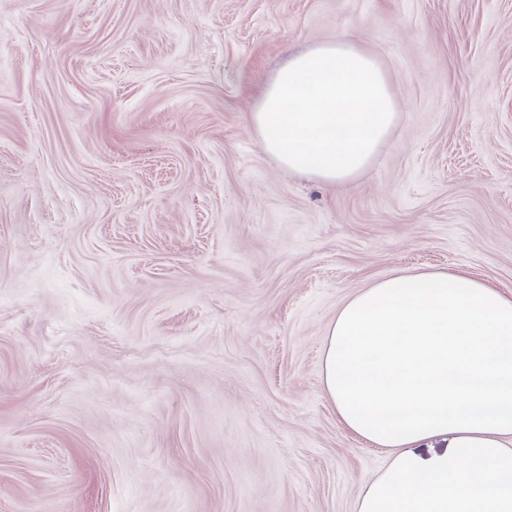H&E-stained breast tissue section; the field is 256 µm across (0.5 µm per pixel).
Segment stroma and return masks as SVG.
<instances>
[{"mask_svg": "<svg viewBox=\"0 0 512 512\" xmlns=\"http://www.w3.org/2000/svg\"><path fill=\"white\" fill-rule=\"evenodd\" d=\"M336 39L398 118L328 184L250 114ZM422 271L512 296V0H0V512H356L325 338Z\"/></svg>", "mask_w": 512, "mask_h": 512, "instance_id": "obj_1", "label": "stroma"}]
</instances>
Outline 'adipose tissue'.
Here are the masks:
<instances>
[{"instance_id": "obj_1", "label": "adipose tissue", "mask_w": 512, "mask_h": 512, "mask_svg": "<svg viewBox=\"0 0 512 512\" xmlns=\"http://www.w3.org/2000/svg\"><path fill=\"white\" fill-rule=\"evenodd\" d=\"M396 119L381 68L340 39L288 59L250 115L283 167L326 183L364 171ZM321 379L388 456L357 512H512V298L438 271L375 282L330 324Z\"/></svg>"}]
</instances>
